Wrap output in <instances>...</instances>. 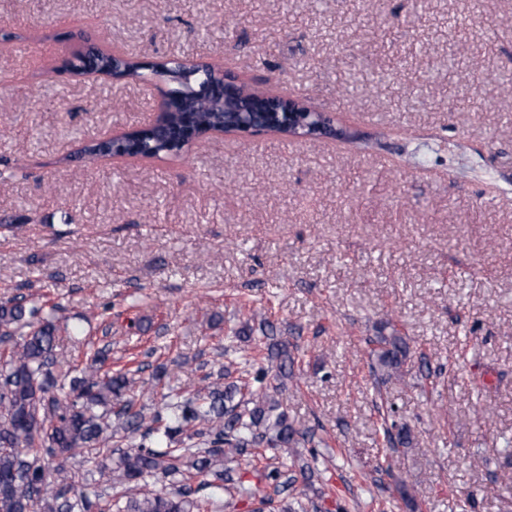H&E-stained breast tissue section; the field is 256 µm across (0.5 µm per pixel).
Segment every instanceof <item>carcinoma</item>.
<instances>
[{"mask_svg": "<svg viewBox=\"0 0 512 512\" xmlns=\"http://www.w3.org/2000/svg\"><path fill=\"white\" fill-rule=\"evenodd\" d=\"M157 64L169 89L194 112V133L202 137L224 128L222 106L196 92L199 79L184 80ZM63 68L112 73V54L76 56ZM183 115L160 105L145 130L113 141L84 146L88 162L116 148L127 154H179L188 139L154 135L181 127ZM59 318L44 316V305L23 296L0 300V512H225L233 501L258 502L251 512H308L307 490L318 472L324 440L298 426L282 394L294 376L287 340L267 320L244 323L227 337L224 354L235 359L201 377L192 396L170 382L159 363L141 380L146 365L112 367L107 348L87 349L78 361L58 347ZM374 369L384 380L400 375L409 354L405 337L379 332L369 340ZM149 385L160 403L148 414L135 393ZM390 445L407 446L406 426L384 429ZM310 456L281 460L299 445ZM83 455L96 461L108 487H95L74 464ZM265 461L261 479L274 495L256 498L242 481L241 464ZM161 484L144 491L148 481Z\"/></svg>", "mask_w": 512, "mask_h": 512, "instance_id": "cac0c4a2", "label": "carcinoma"}]
</instances>
